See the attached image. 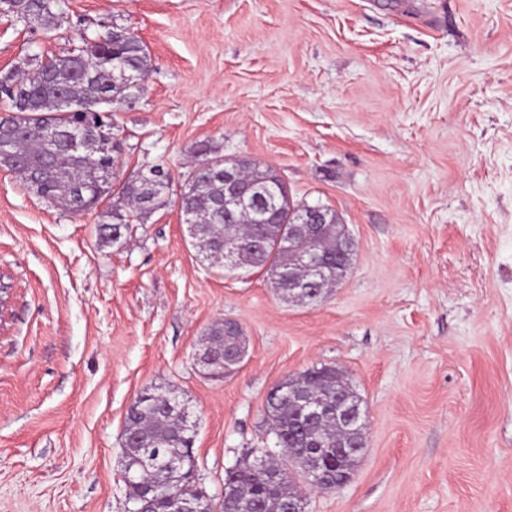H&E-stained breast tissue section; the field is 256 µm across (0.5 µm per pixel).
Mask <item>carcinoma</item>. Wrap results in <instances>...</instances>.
Listing matches in <instances>:
<instances>
[{
    "instance_id": "obj_1",
    "label": "carcinoma",
    "mask_w": 512,
    "mask_h": 512,
    "mask_svg": "<svg viewBox=\"0 0 512 512\" xmlns=\"http://www.w3.org/2000/svg\"><path fill=\"white\" fill-rule=\"evenodd\" d=\"M10 16L29 26L34 25L46 33L53 32L62 24L57 12V0H0V15ZM120 65L136 76L138 95L145 92V76L152 67L147 47L130 29L115 25L111 30L91 39L64 55L54 56L38 64L33 73L21 80L10 71L0 77V98L8 101L9 113L0 118L14 131V158L3 160L0 167L29 180L32 169H46L45 176L33 190L40 197L61 203L74 213L97 209L103 199L80 193L78 186L91 182L104 166H110L112 178H117L118 157L107 142L90 155L74 158L51 159L42 139V129L53 128L67 131L80 121H95L103 112H119L127 107L130 90L114 83L112 66ZM193 154L196 166L209 165L224 168V156L206 145H200ZM164 184L154 187L140 177L125 180L115 196L117 201L100 211V239L105 246L121 243L131 232L133 222L166 206L173 194V180L164 172ZM190 187L192 194L186 206L204 218L200 237L195 244H203L200 253L204 258L222 264L217 258L223 252L224 237L234 236L244 242H256L259 248L246 247L249 261L243 265L248 270L262 271L274 277L276 272L288 269V250L285 245L292 233L293 217L289 216L288 190L280 185L277 190V223L257 224L253 213L243 212L230 221L210 216L213 202L224 194V182L210 180L197 171L193 173ZM299 252H319L336 257V241H349L348 231L340 224H331L318 237L307 235L293 237ZM240 326L233 321L215 323L207 334L213 346L223 352L232 349L231 338L238 335ZM306 385L317 396L336 397V367L321 366L309 369ZM179 403L190 410L188 403L174 393H157L143 390L129 407L123 436L131 443V452H139L146 459L138 482L128 486V500L141 502L144 489L150 490L155 512H174L184 490L190 487L189 477L194 470V432L185 429V421L166 405ZM299 407L288 398L267 402V418L270 432L277 437L275 447L282 448L287 457L297 456L314 448L336 454V443L341 440L336 421L326 418L312 429L304 427L298 418ZM170 456L185 459L184 468L174 474L160 471L164 460ZM266 469L280 473L275 490H270ZM300 498L293 480L286 469L271 460L268 455L250 458L245 455L225 473L224 497L244 512H284L288 509V496Z\"/></svg>"
}]
</instances>
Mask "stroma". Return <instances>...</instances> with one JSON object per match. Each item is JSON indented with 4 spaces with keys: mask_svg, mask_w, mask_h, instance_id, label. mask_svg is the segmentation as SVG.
<instances>
[{
    "mask_svg": "<svg viewBox=\"0 0 512 512\" xmlns=\"http://www.w3.org/2000/svg\"><path fill=\"white\" fill-rule=\"evenodd\" d=\"M46 34L0 15V74L118 24L149 50L113 113L119 177L193 149L272 168L347 225L353 268L314 307L192 245L177 198L122 247L0 168V512H127L122 432L144 389L197 421L196 485L274 449L271 387L322 365L366 410L342 488L305 512H512V0H58ZM248 354L209 377L221 320ZM240 329V326L236 322L228 320L220 321L212 326L206 338L213 339L214 348L222 349L224 354H226V352L232 349L231 338L237 336ZM246 351V339L244 336H240L236 349L231 351V355L229 356L224 357V354L199 346L195 351L194 357L197 364L203 369H209L214 361L223 359L224 368L222 374H220V369H217L216 373L212 375L213 379L221 380L224 378V374L233 372L238 368L245 357Z\"/></svg>",
    "mask_w": 512,
    "mask_h": 512,
    "instance_id": "35a3bbf8",
    "label": "stroma"
}]
</instances>
